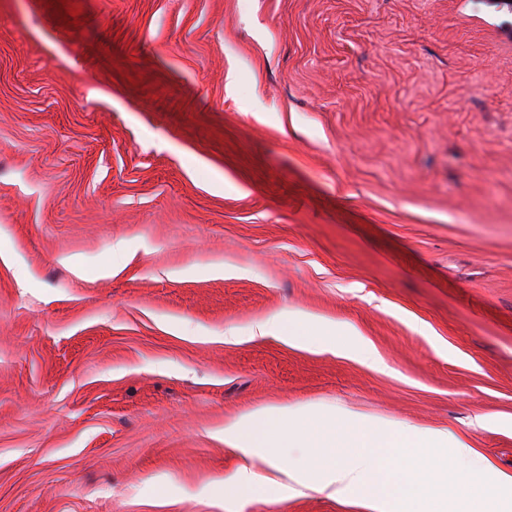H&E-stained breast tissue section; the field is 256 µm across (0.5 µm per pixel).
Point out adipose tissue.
Masks as SVG:
<instances>
[{"label":"adipose tissue","instance_id":"1","mask_svg":"<svg viewBox=\"0 0 512 512\" xmlns=\"http://www.w3.org/2000/svg\"><path fill=\"white\" fill-rule=\"evenodd\" d=\"M252 335L349 354L371 368L382 360L356 330L288 311L257 322ZM217 436L229 447L288 468L297 487L344 499L361 498L366 512H512V475L495 473L464 437L417 429L375 416L348 415L320 403L271 405L225 423ZM405 444L395 459L381 449Z\"/></svg>","mask_w":512,"mask_h":512}]
</instances>
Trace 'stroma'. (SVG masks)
Returning a JSON list of instances; mask_svg holds the SVG:
<instances>
[{
	"label": "stroma",
	"instance_id": "35a3bbf8",
	"mask_svg": "<svg viewBox=\"0 0 512 512\" xmlns=\"http://www.w3.org/2000/svg\"><path fill=\"white\" fill-rule=\"evenodd\" d=\"M73 5L0 0V512H225L236 470L289 478L216 430L304 402L512 474V12ZM288 309L384 369L250 338Z\"/></svg>",
	"mask_w": 512,
	"mask_h": 512
}]
</instances>
